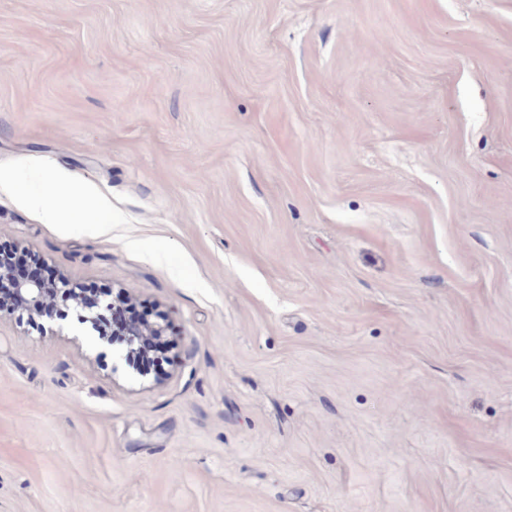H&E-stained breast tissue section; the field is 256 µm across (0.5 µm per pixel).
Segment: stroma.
Instances as JSON below:
<instances>
[{"label": "stroma", "instance_id": "stroma-1", "mask_svg": "<svg viewBox=\"0 0 512 512\" xmlns=\"http://www.w3.org/2000/svg\"><path fill=\"white\" fill-rule=\"evenodd\" d=\"M0 241L161 378L0 318V512H512V0H0ZM54 198L57 205H52ZM17 199L21 207L43 213L53 224H102L106 217L112 220L103 201L62 170L50 172L41 190L20 193ZM163 325L158 321H143L128 323L123 331L125 336L124 343L128 348V353L132 351L146 352L154 336L163 335Z\"/></svg>", "mask_w": 512, "mask_h": 512}]
</instances>
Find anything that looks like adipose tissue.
<instances>
[{
  "mask_svg": "<svg viewBox=\"0 0 512 512\" xmlns=\"http://www.w3.org/2000/svg\"><path fill=\"white\" fill-rule=\"evenodd\" d=\"M21 207L43 213L53 224H100L108 212L103 201L67 172L48 174L42 189L18 196Z\"/></svg>",
  "mask_w": 512,
  "mask_h": 512,
  "instance_id": "ef3b65f1",
  "label": "adipose tissue"
}]
</instances>
